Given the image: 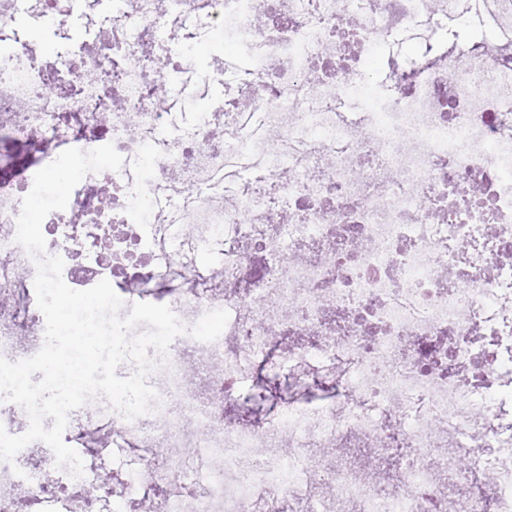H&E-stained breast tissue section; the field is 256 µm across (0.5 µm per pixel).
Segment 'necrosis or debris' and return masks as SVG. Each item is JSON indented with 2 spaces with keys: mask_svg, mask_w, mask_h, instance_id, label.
Here are the masks:
<instances>
[{
  "mask_svg": "<svg viewBox=\"0 0 512 512\" xmlns=\"http://www.w3.org/2000/svg\"><path fill=\"white\" fill-rule=\"evenodd\" d=\"M82 4L0 0V356L44 340L16 220L64 147L124 158L43 222L65 282L109 280L128 306L163 289L186 331L147 377L150 413L97 403L65 443L108 433L138 493L168 484L159 512H512V0H473L497 49L450 42L346 116L373 55L457 0H107L105 38L37 59L26 17L55 34ZM217 28L240 64L213 106L183 61ZM188 98L201 110L184 127ZM216 309L220 337H191ZM197 352L210 368L195 383ZM258 366L288 385L279 414L225 416ZM158 446L188 448L189 474L149 465ZM45 473L27 448L0 462L1 484L72 512Z\"/></svg>",
  "mask_w": 512,
  "mask_h": 512,
  "instance_id": "necrosis-or-debris-1",
  "label": "necrosis or debris"
}]
</instances>
